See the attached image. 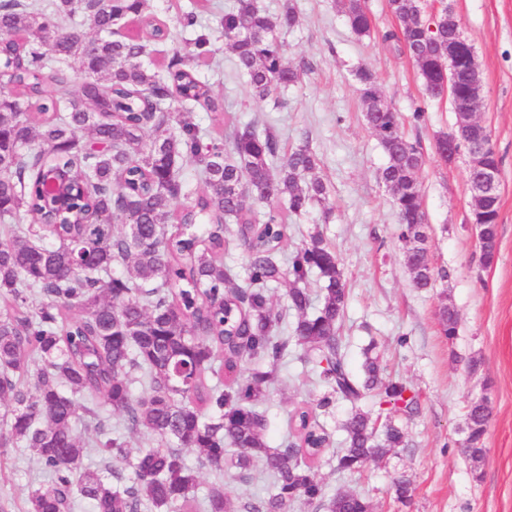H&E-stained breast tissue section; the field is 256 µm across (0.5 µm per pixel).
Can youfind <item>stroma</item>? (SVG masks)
<instances>
[{
    "label": "stroma",
    "mask_w": 512,
    "mask_h": 512,
    "mask_svg": "<svg viewBox=\"0 0 512 512\" xmlns=\"http://www.w3.org/2000/svg\"><path fill=\"white\" fill-rule=\"evenodd\" d=\"M235 0H147L165 21L173 45L188 37L178 25L182 12H203L218 26ZM277 15L292 7L297 23L284 32L288 63L301 73L298 84L282 93L286 105L253 99L233 70V54L217 45L215 64L201 73L223 97L232 118L270 127L288 148L310 143L319 158L315 177L330 193L326 204L313 205L288 220V251L321 233L336 250L348 289L341 334L352 369H359L362 349L376 342L385 374L404 383L416 398L413 413H395L407 433V445L393 448L362 478L341 472L335 456H325L317 476L326 496L364 495L372 512H512V0H423L427 11L451 5L464 36L474 45L483 97L480 119L489 127L502 160L498 257L485 268L469 222L467 154L445 164L435 149L456 122L447 100L428 98L413 60L383 35L400 29L388 0H365L373 30L355 36L337 0H258ZM371 70L377 85L399 113L402 129L420 141L426 162L418 174L429 224L428 258L442 272L434 288H414L398 240L391 194L380 178L386 159L363 120L358 69ZM425 119L414 123L415 106ZM453 306L458 334L447 340L438 310ZM406 345H399V338ZM323 389L303 374L299 360L288 363L269 397L271 446H280L291 412L313 402ZM487 398L491 417L484 437L485 454L472 467L462 443L470 400ZM411 493L397 499L396 480ZM42 474L31 449L0 448V512H24L29 486Z\"/></svg>",
    "instance_id": "1"
}]
</instances>
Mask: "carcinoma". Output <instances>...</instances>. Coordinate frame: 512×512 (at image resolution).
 Wrapping results in <instances>:
<instances>
[{"mask_svg":"<svg viewBox=\"0 0 512 512\" xmlns=\"http://www.w3.org/2000/svg\"><path fill=\"white\" fill-rule=\"evenodd\" d=\"M389 7L402 28L384 40L407 51L425 93L446 94L452 106L470 99V63L444 58L456 32L448 7L430 14L421 0H389ZM340 8L354 35L371 34L364 0H340ZM80 19L93 24L95 36L79 28ZM128 19L140 29L119 33ZM181 25L193 34L188 49L158 69L145 59L167 31L145 13V0H0V220L9 222L0 238V448L32 449L46 474L29 487L27 512H72L77 499L93 512H289L298 501L324 496L316 463L332 441L316 411L338 398L414 410L410 389L382 377L375 342L363 349V376L347 365L339 321L348 292L334 248L318 234L288 267L279 260L288 217L328 198L321 180L307 179L316 154L307 143L286 149L272 132L226 118L224 101L199 73L215 53L214 35L193 10L182 14ZM295 25L293 9L272 17L256 0H236L224 12V42L254 98L272 97L281 106L276 92L298 82L279 38ZM357 78L364 121L386 156L380 177L392 193L406 265L416 288H432L437 274L418 181L424 155L373 74L361 69ZM195 110L224 121V134L191 122L186 114ZM461 147L498 159L489 135ZM187 163L204 190L179 208ZM51 176L69 180L57 203L46 195ZM24 215L51 220L43 228L52 241L19 224ZM117 216L124 219L121 232L113 230ZM499 219L496 196L480 247L485 268L497 255ZM226 233L247 254L241 284L224 264ZM311 272L323 282L315 309L296 287ZM290 277L288 308L298 318L292 334L281 336L269 291ZM439 326L446 338L457 336L454 307L440 309ZM292 346L326 391L291 414V440L273 448L262 406ZM249 361L267 369L245 377ZM27 374L30 387L20 381ZM136 383L144 387L139 395ZM105 406L121 416L123 429L161 446L128 462ZM489 414L478 401L466 413L474 462L484 456ZM374 422L368 411H351L336 449L339 469L360 472L407 445L392 419L378 429ZM80 423L85 438L76 434ZM92 448L105 469L83 465ZM184 448L197 453L198 468L217 474L202 497ZM127 463L134 473L129 484L119 472ZM258 468L270 479L266 495L234 505L224 472L247 483ZM326 509L370 512V505L344 493L329 498Z\"/></svg>","mask_w":512,"mask_h":512,"instance_id":"cac0c4a2","label":"carcinoma"}]
</instances>
